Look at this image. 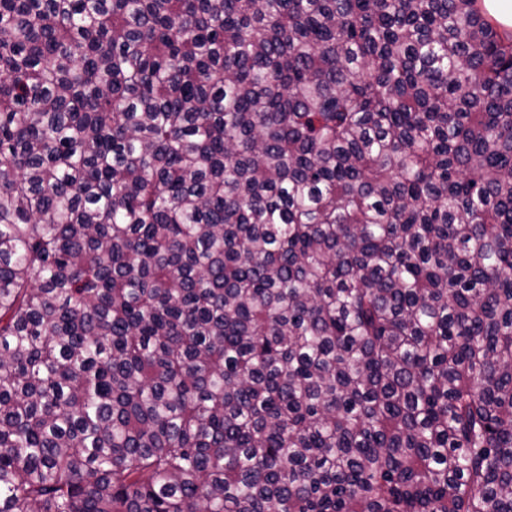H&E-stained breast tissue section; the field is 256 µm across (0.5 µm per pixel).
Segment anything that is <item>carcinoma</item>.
<instances>
[{"label": "carcinoma", "instance_id": "carcinoma-1", "mask_svg": "<svg viewBox=\"0 0 512 512\" xmlns=\"http://www.w3.org/2000/svg\"><path fill=\"white\" fill-rule=\"evenodd\" d=\"M477 2L0 0V512H512Z\"/></svg>", "mask_w": 512, "mask_h": 512}]
</instances>
